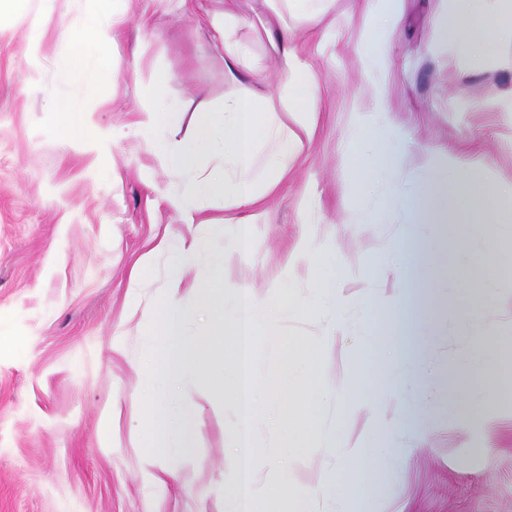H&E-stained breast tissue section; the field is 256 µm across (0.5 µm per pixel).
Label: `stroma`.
<instances>
[{
  "instance_id": "1",
  "label": "stroma",
  "mask_w": 512,
  "mask_h": 512,
  "mask_svg": "<svg viewBox=\"0 0 512 512\" xmlns=\"http://www.w3.org/2000/svg\"><path fill=\"white\" fill-rule=\"evenodd\" d=\"M225 0H0V512H224L236 489L240 414L214 410L211 381L235 387L232 364L215 352L186 389L166 387V449L145 455L140 373L144 328L166 292L170 252L194 239L224 254L199 266L201 285L245 283L261 299L282 291L305 298L324 248L346 311L332 347L315 326L288 317L262 334L257 387L286 375L315 389L301 441L274 425L276 401L253 418L261 451L254 463L255 512H277L274 488L287 479L311 512H512V400L476 422L466 409L491 387L512 389V267L477 272L491 301L479 315L486 336L453 297L462 270L484 244L512 252V238L486 224L465 253L456 240L393 219L359 223L385 201L383 187L357 193L350 172L353 103L375 91L364 67L370 19L353 0H334L324 35L314 21L284 13L292 46L316 77L317 127L291 160L279 189L265 196L266 222L248 253L220 237L218 224L240 215L223 194L205 197L196 222L170 202L178 176L135 128L148 90L169 106L165 134L191 136L197 113L216 112L238 83L224 76V42L212 27ZM449 0H406L390 37L387 97L393 130L426 150L450 152L471 168L476 189L512 181V70L457 53L435 25ZM237 38L265 69L261 93L295 128L279 95L285 74L266 36L251 27L270 15L268 0H238ZM92 14L114 18L115 39L88 45ZM84 100L89 136L64 142V102ZM310 209H302V198ZM372 355L360 360L362 336ZM421 357L422 378L400 374ZM368 376L391 372L381 414L357 415L327 398L355 365ZM381 429L394 453L387 466L357 469L356 495L324 498L317 484L336 468V449L361 445Z\"/></svg>"
}]
</instances>
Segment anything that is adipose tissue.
Returning <instances> with one entry per match:
<instances>
[{"mask_svg":"<svg viewBox=\"0 0 512 512\" xmlns=\"http://www.w3.org/2000/svg\"><path fill=\"white\" fill-rule=\"evenodd\" d=\"M448 14L436 25L449 35L453 47L460 53L486 57L499 42H512V0H450ZM239 19L232 11L224 13V72L234 77L246 73L240 91L224 101L218 113H200L193 135L185 142L173 145L160 135L168 111L163 100H156L141 110L137 130L153 144L162 163L180 175L173 204L187 218L198 212L202 196L224 191L234 205L243 210L233 229V244L246 251L266 213L260 207L263 192L274 190L287 176L288 164L295 156L303 138L312 137L316 126L313 88L315 76L302 63L288 44L287 34L272 39L271 44L282 56L289 80V107L296 114L297 130H288L277 121L272 111H260L255 86L263 82V69L252 61L248 50L236 37ZM359 123L365 129L362 146L374 151L377 161L373 166L353 162L352 172L357 184L381 182L391 188L387 200L389 209L407 224H431L439 233H447L449 211H456L461 223L471 231H479L489 215L485 196L475 193L470 172L448 154H420L414 141L405 135L387 137L390 118L383 90H376L371 109L359 113ZM266 155L267 177L264 185H257L254 160L258 153ZM422 155V163L430 174L428 187L418 199H411L404 186V171L408 159ZM220 157L221 163L210 170H202L203 157ZM384 447L382 433H371L365 449L343 448L337 453L338 467L334 476L325 478L319 492L331 495L340 491L352 466H365L376 460Z\"/></svg>","mask_w":512,"mask_h":512,"instance_id":"1","label":"adipose tissue"}]
</instances>
